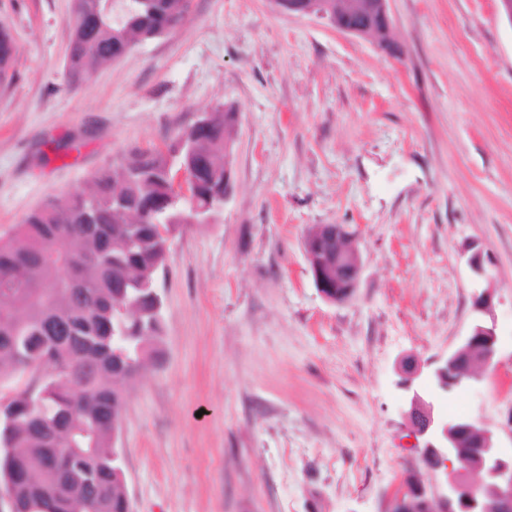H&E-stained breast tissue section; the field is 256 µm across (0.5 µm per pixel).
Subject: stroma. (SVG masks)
Listing matches in <instances>:
<instances>
[{"mask_svg":"<svg viewBox=\"0 0 512 512\" xmlns=\"http://www.w3.org/2000/svg\"><path fill=\"white\" fill-rule=\"evenodd\" d=\"M74 0H0V238L164 147L220 105L238 114L236 190L170 244L161 358L130 387L115 446L131 512H389L395 483L439 484L413 450L400 357L423 371L469 330L465 249L492 258L498 353L438 402L500 429L512 456V24L497 0H389L393 58L274 0H191L187 21L80 82ZM345 224L363 259L342 305L303 240ZM15 46L10 31L5 27H0V81L8 76L14 58Z\"/></svg>","mask_w":512,"mask_h":512,"instance_id":"1","label":"stroma"}]
</instances>
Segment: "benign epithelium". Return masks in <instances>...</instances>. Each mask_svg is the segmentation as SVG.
I'll return each instance as SVG.
<instances>
[{"label":"benign epithelium","mask_w":512,"mask_h":512,"mask_svg":"<svg viewBox=\"0 0 512 512\" xmlns=\"http://www.w3.org/2000/svg\"><path fill=\"white\" fill-rule=\"evenodd\" d=\"M276 5L290 13L325 17L318 0H276ZM344 13L348 18L336 24V29L346 34L364 36L372 23L384 31L393 25L389 0H347ZM234 190L233 167L228 162L224 166V193L217 196L220 204L208 212L199 211L197 221L214 223ZM303 248L314 286L322 298L331 304L349 301L359 286L363 264L348 227L316 224L307 233ZM467 264L475 284L473 323L433 370L436 385H414L421 375L415 359L404 356L398 363L410 433L423 442L422 457L434 461L432 468L444 470L443 488L430 494L420 483L406 485L399 491L391 512H512V458L501 454L496 431L463 414L444 417L434 405L433 393L437 389L450 391L480 383L483 370L494 365L497 355L495 294L482 287L490 280L488 252L479 243H471ZM146 288L151 289L156 313L162 307L158 280L142 285L129 282L121 293L127 297L131 290Z\"/></svg>","instance_id":"benign-epithelium-1"}]
</instances>
